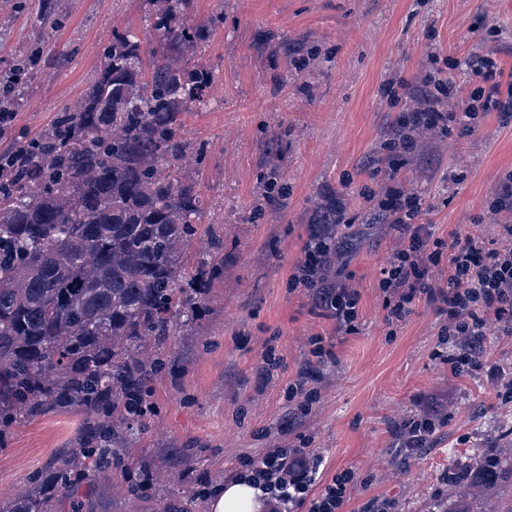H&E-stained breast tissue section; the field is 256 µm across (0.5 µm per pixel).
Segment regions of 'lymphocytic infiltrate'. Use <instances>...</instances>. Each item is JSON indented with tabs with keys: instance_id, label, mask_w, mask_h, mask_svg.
<instances>
[{
	"instance_id": "1",
	"label": "lymphocytic infiltrate",
	"mask_w": 512,
	"mask_h": 512,
	"mask_svg": "<svg viewBox=\"0 0 512 512\" xmlns=\"http://www.w3.org/2000/svg\"><path fill=\"white\" fill-rule=\"evenodd\" d=\"M478 83L463 89L452 77L424 78L417 85L418 107L394 119L399 129L412 132L452 127L470 130L481 112H512V93L500 90L501 70L489 55L474 51L464 59ZM464 97V107L443 110L444 99ZM418 196L389 190L372 205L374 217L388 222L397 245L379 270L378 286L386 300V322L402 321L419 302L431 305L442 318L438 333L442 358L453 376L489 374L496 395L512 401V371L492 365L482 340L490 331L512 335V224L499 225L492 244L475 237L445 241L418 223ZM348 235L330 242L310 234L304 257L291 276L294 286L306 288L317 307L336 322L339 332L355 330L361 295L348 280H329L326 271L348 251ZM447 263L446 279L435 270ZM447 411L422 409L406 416L399 433L407 453L426 447ZM322 460L303 448H271L261 459H244L242 475L262 491L267 512H343L356 487L352 471L336 473L320 493H313Z\"/></svg>"
}]
</instances>
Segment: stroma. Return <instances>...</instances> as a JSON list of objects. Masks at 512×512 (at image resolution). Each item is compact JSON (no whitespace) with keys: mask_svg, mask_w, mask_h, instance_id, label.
<instances>
[{"mask_svg":"<svg viewBox=\"0 0 512 512\" xmlns=\"http://www.w3.org/2000/svg\"><path fill=\"white\" fill-rule=\"evenodd\" d=\"M58 8L69 23L47 44L13 0H0V73L16 54L39 57L33 78L15 90L23 106L1 148L37 136L60 104L83 96L114 29L150 36L148 0H59ZM191 20L208 37L188 56L212 67L215 83L207 107L185 118V136L200 150L185 172L199 181L224 239V269L208 279L193 322L167 343L179 365L154 379V410L128 432L132 457L122 479L144 481L150 468L182 473L191 512H208L211 493L244 458L304 447L321 457L323 478L354 472L347 512L375 497L397 500L401 512H437L436 501L450 498L449 461L499 447L512 429V402L496 398L487 376H451L435 358L440 319L432 306L418 303L395 327L385 323L378 274L395 235L370 223L365 198L414 192L434 236L494 239L489 206L512 171V117L489 113L465 134L420 132L409 151L394 146L393 120L415 108L413 87L434 70L474 85L454 66L474 50L512 82V0H193ZM271 177L286 187L274 206L262 202ZM332 196L353 223L345 272L361 301L349 335L290 284L311 217ZM312 336L332 347L334 361L311 357ZM269 347L279 364L266 371ZM301 375L319 392L305 416L288 401ZM451 403L455 418L406 455L401 418ZM78 423L50 414L20 424L0 452V496L25 491ZM112 484L96 477L84 512H160L174 492L160 485L134 499Z\"/></svg>","mask_w":512,"mask_h":512,"instance_id":"stroma-1","label":"stroma"}]
</instances>
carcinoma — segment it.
<instances>
[{
    "instance_id": "1",
    "label": "carcinoma",
    "mask_w": 512,
    "mask_h": 512,
    "mask_svg": "<svg viewBox=\"0 0 512 512\" xmlns=\"http://www.w3.org/2000/svg\"><path fill=\"white\" fill-rule=\"evenodd\" d=\"M151 2L154 44L114 30L81 99L0 167V451L23 421L81 416L67 451L0 512H53L87 475L123 472L125 431L153 411L151 383L174 363L162 349L198 303L188 285L224 266L217 235L197 269L184 261L207 205L181 173L180 132L215 75L184 63L200 40L192 0ZM20 8L44 39L65 24L56 0ZM510 479L512 456L490 449L448 512Z\"/></svg>"
}]
</instances>
